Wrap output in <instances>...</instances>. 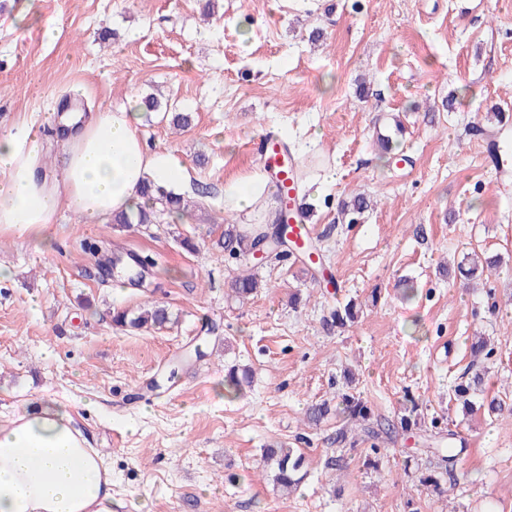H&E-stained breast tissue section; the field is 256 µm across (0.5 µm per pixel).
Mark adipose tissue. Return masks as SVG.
Returning <instances> with one entry per match:
<instances>
[{"label":"adipose tissue","instance_id":"obj_1","mask_svg":"<svg viewBox=\"0 0 512 512\" xmlns=\"http://www.w3.org/2000/svg\"><path fill=\"white\" fill-rule=\"evenodd\" d=\"M160 112L46 114L61 152L55 175L42 167L43 128L0 124V226L43 241L60 210L104 223L144 204L146 182L177 187L185 178L170 151L150 150L139 134ZM268 191L260 175L226 184L224 205L249 212ZM0 512H115L112 473L67 405L37 404L0 418Z\"/></svg>","mask_w":512,"mask_h":512}]
</instances>
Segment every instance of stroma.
Segmentation results:
<instances>
[{
    "label": "stroma",
    "mask_w": 512,
    "mask_h": 512,
    "mask_svg": "<svg viewBox=\"0 0 512 512\" xmlns=\"http://www.w3.org/2000/svg\"><path fill=\"white\" fill-rule=\"evenodd\" d=\"M69 95L112 109L153 96L190 114L183 130L147 122L140 133L179 157V191L202 206L127 228L63 210L47 248L0 227L11 270L0 280L1 414L68 404L107 459L113 499L143 512H405L410 501L418 512H512V418L448 398L481 331L494 350L480 362L486 393L512 403V174L484 160L493 140L512 149V135L500 139L494 120L471 130L494 105L512 120V0H0V124L41 123ZM269 131L310 168L311 235L335 284L314 281L300 257L271 255L254 267L262 288L241 303L216 220L225 185L263 173L249 143ZM381 136L405 164L383 157ZM355 192L375 206L341 223L337 203ZM186 236L197 252L182 250ZM101 239L103 259H156L151 297L177 324H113L143 296L83 253ZM474 252L503 264L467 284L457 263ZM351 299L357 321L330 329ZM235 365L253 371L237 395ZM346 368L376 418L396 419L409 393L438 432L454 431L453 490L435 494L404 473L409 458L436 463L417 430L384 441L380 470L364 463L366 441L346 472L326 469L343 420L308 428L302 418L335 397ZM276 441L305 457L290 495L257 474Z\"/></svg>",
    "instance_id": "stroma-1"
}]
</instances>
